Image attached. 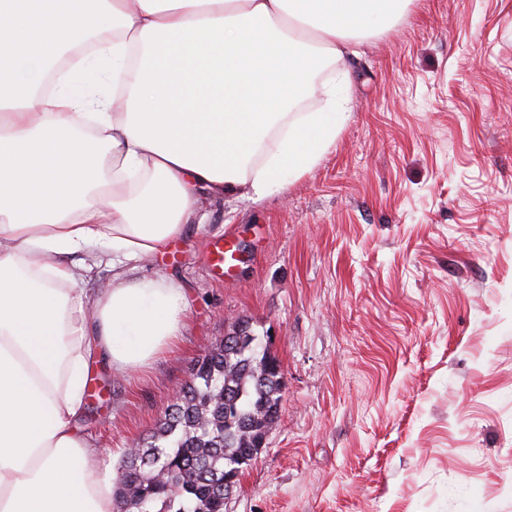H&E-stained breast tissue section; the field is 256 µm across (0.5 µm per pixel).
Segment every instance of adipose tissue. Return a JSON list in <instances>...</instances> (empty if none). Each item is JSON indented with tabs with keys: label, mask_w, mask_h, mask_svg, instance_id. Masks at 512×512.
<instances>
[{
	"label": "adipose tissue",
	"mask_w": 512,
	"mask_h": 512,
	"mask_svg": "<svg viewBox=\"0 0 512 512\" xmlns=\"http://www.w3.org/2000/svg\"><path fill=\"white\" fill-rule=\"evenodd\" d=\"M411 0H0V512H117L77 429L91 362L174 346L170 280L76 293V262H136L203 224L198 193L259 200L301 178L345 118L296 111L348 40Z\"/></svg>",
	"instance_id": "obj_1"
}]
</instances>
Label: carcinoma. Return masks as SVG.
I'll return each instance as SVG.
<instances>
[{
    "instance_id": "obj_1",
    "label": "carcinoma",
    "mask_w": 512,
    "mask_h": 512,
    "mask_svg": "<svg viewBox=\"0 0 512 512\" xmlns=\"http://www.w3.org/2000/svg\"><path fill=\"white\" fill-rule=\"evenodd\" d=\"M279 358L250 342L208 349L164 420L126 454L114 494L119 512H224V478L239 483L256 440L281 411Z\"/></svg>"
}]
</instances>
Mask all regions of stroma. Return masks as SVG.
Listing matches in <instances>:
<instances>
[{"instance_id": "35a3bbf8", "label": "stroma", "mask_w": 512, "mask_h": 512, "mask_svg": "<svg viewBox=\"0 0 512 512\" xmlns=\"http://www.w3.org/2000/svg\"><path fill=\"white\" fill-rule=\"evenodd\" d=\"M342 65L316 166L258 201L201 195L203 228L77 283L160 276L187 299L175 351L91 368L79 426L120 469L245 320L285 388L225 512H512V0H412ZM228 233L241 261L219 278Z\"/></svg>"}]
</instances>
